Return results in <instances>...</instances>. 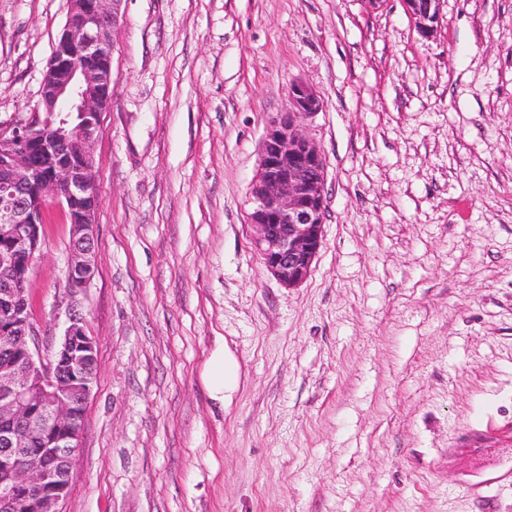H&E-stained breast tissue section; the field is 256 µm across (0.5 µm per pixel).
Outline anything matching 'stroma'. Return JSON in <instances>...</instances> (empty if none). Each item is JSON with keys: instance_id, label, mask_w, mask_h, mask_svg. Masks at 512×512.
<instances>
[{"instance_id": "35a3bbf8", "label": "stroma", "mask_w": 512, "mask_h": 512, "mask_svg": "<svg viewBox=\"0 0 512 512\" xmlns=\"http://www.w3.org/2000/svg\"><path fill=\"white\" fill-rule=\"evenodd\" d=\"M67 0H0V124L28 119ZM94 143L95 276L44 215L40 354L98 349L59 512H512V0H123ZM301 80L323 243L288 288L254 252L259 145ZM224 349L226 401L203 380ZM441 0H403L405 9L420 35L431 36L437 27ZM203 377L211 395L223 402L224 393L237 387L238 366L232 357L225 356L224 349H220L211 355Z\"/></svg>"}]
</instances>
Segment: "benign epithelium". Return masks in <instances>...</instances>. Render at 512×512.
Returning <instances> with one entry per match:
<instances>
[{"instance_id":"obj_1","label":"benign epithelium","mask_w":512,"mask_h":512,"mask_svg":"<svg viewBox=\"0 0 512 512\" xmlns=\"http://www.w3.org/2000/svg\"><path fill=\"white\" fill-rule=\"evenodd\" d=\"M440 2L403 0L420 35L434 33ZM120 3L68 0L35 111L26 122L0 124V349L22 352L0 364V512H59L80 448L77 421L97 379L96 340L80 318H70L52 358H41L28 278L17 272L34 261L52 202L71 224L68 288L80 293L95 275L93 143L112 98L111 32ZM322 107L307 83L291 82L288 107L266 130L250 186L252 244L288 287L308 278L323 240L326 160L304 131V120ZM33 456L44 464H30Z\"/></svg>"}]
</instances>
